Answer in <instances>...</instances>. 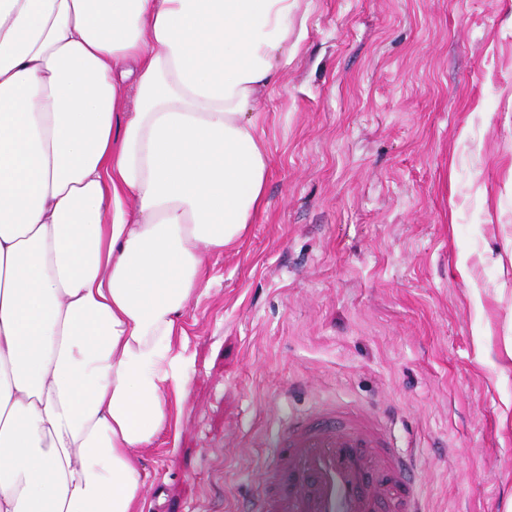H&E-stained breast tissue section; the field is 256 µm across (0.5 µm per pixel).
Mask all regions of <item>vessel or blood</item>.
Listing matches in <instances>:
<instances>
[{
	"label": "vessel or blood",
	"instance_id": "vessel-or-blood-1",
	"mask_svg": "<svg viewBox=\"0 0 512 512\" xmlns=\"http://www.w3.org/2000/svg\"><path fill=\"white\" fill-rule=\"evenodd\" d=\"M417 477L379 412L324 404L283 425L251 512H417Z\"/></svg>",
	"mask_w": 512,
	"mask_h": 512
}]
</instances>
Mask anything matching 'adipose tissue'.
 Masks as SVG:
<instances>
[{
	"label": "adipose tissue",
	"mask_w": 512,
	"mask_h": 512,
	"mask_svg": "<svg viewBox=\"0 0 512 512\" xmlns=\"http://www.w3.org/2000/svg\"><path fill=\"white\" fill-rule=\"evenodd\" d=\"M300 2L0 0V512H140Z\"/></svg>",
	"instance_id": "obj_1"
}]
</instances>
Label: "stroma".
I'll return each mask as SVG.
<instances>
[{
  "instance_id": "obj_1",
  "label": "stroma",
  "mask_w": 512,
  "mask_h": 512,
  "mask_svg": "<svg viewBox=\"0 0 512 512\" xmlns=\"http://www.w3.org/2000/svg\"><path fill=\"white\" fill-rule=\"evenodd\" d=\"M268 205L207 258L142 512H243L288 418L381 405L424 512L512 499V0H302Z\"/></svg>"
}]
</instances>
